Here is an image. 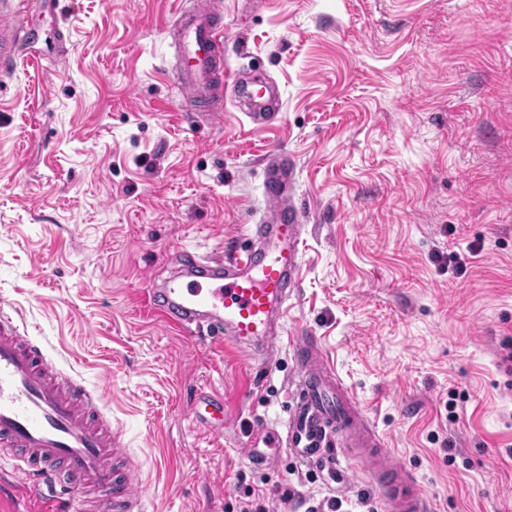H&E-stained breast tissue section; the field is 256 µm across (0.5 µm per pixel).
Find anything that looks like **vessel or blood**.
Returning a JSON list of instances; mask_svg holds the SVG:
<instances>
[{
	"label": "vessel or blood",
	"instance_id": "b4317fda",
	"mask_svg": "<svg viewBox=\"0 0 512 512\" xmlns=\"http://www.w3.org/2000/svg\"><path fill=\"white\" fill-rule=\"evenodd\" d=\"M182 65L175 87L208 116L220 115L224 99V30L213 12L180 0L169 28ZM20 27L0 29V70L20 42ZM280 100L254 102L248 117L257 126L277 121ZM296 182V165L281 151L267 157L264 199L271 213L247 227L250 249L229 258L183 250V268L160 292L151 310L174 328L203 322L218 341L229 342L256 359L272 358L283 339L288 302L299 286L302 211L286 203ZM293 400L285 430L256 419V441L246 458L256 469L271 467L281 451L307 463L327 461L334 446L354 448L381 489L388 512H426L427 502L384 441L354 410L349 390L324 362L316 344L295 348ZM108 390L87 389L60 371L43 346L23 334L0 307V447L21 467L17 478L49 485L46 512H71L87 490L113 505L133 504L141 483L113 469L118 442L112 432Z\"/></svg>",
	"mask_w": 512,
	"mask_h": 512
}]
</instances>
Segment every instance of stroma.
Wrapping results in <instances>:
<instances>
[{
  "label": "stroma",
  "mask_w": 512,
  "mask_h": 512,
  "mask_svg": "<svg viewBox=\"0 0 512 512\" xmlns=\"http://www.w3.org/2000/svg\"><path fill=\"white\" fill-rule=\"evenodd\" d=\"M177 2L58 0L0 80V303L110 386L134 512H241L277 482L295 497L271 512H386L351 449L248 463L246 424L288 418L293 346L259 362L150 312L182 248L248 246L274 148L306 220L286 335L315 339L427 512H512V0H212L232 75L212 119L176 97ZM253 79L276 126L246 115ZM208 396L224 437L194 420Z\"/></svg>",
  "instance_id": "35a3bbf8"
}]
</instances>
